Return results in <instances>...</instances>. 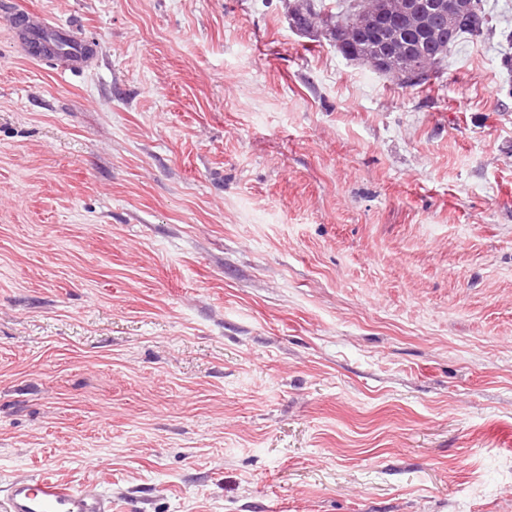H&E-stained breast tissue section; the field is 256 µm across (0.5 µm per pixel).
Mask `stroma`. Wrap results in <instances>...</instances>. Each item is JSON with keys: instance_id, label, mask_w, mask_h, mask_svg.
Listing matches in <instances>:
<instances>
[{"instance_id": "obj_1", "label": "stroma", "mask_w": 512, "mask_h": 512, "mask_svg": "<svg viewBox=\"0 0 512 512\" xmlns=\"http://www.w3.org/2000/svg\"><path fill=\"white\" fill-rule=\"evenodd\" d=\"M401 87L288 0L0 16V490L512 512V0ZM34 56H64L73 69H83L92 58L89 41L74 29L66 30L27 15L21 19Z\"/></svg>"}]
</instances>
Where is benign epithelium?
I'll return each instance as SVG.
<instances>
[{"instance_id": "7a95c632", "label": "benign epithelium", "mask_w": 512, "mask_h": 512, "mask_svg": "<svg viewBox=\"0 0 512 512\" xmlns=\"http://www.w3.org/2000/svg\"><path fill=\"white\" fill-rule=\"evenodd\" d=\"M349 27L332 30V40L340 50L370 62L412 83L431 77L436 69L430 56L415 55L407 51L389 33L380 36L370 52L360 53L346 45L345 33H357L378 27L389 17L405 20L407 25L428 36H436L438 25L445 22L453 29L458 20L473 10V0H355Z\"/></svg>"}]
</instances>
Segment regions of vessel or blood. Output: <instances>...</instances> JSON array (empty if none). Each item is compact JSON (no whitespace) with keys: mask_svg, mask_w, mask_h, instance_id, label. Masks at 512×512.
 <instances>
[{"mask_svg":"<svg viewBox=\"0 0 512 512\" xmlns=\"http://www.w3.org/2000/svg\"><path fill=\"white\" fill-rule=\"evenodd\" d=\"M24 34L34 56L62 55L71 68L81 69L91 58L90 44L75 30L26 17ZM0 512H112L106 497L74 489L49 476L12 482L0 497Z\"/></svg>","mask_w":512,"mask_h":512,"instance_id":"vessel-or-blood-1","label":"vessel or blood"}]
</instances>
